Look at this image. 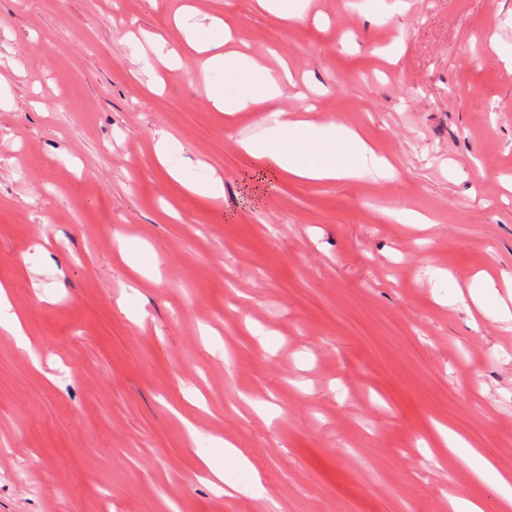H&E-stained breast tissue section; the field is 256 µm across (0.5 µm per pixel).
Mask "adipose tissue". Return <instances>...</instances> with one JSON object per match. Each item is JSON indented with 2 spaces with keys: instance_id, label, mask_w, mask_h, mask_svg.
I'll return each instance as SVG.
<instances>
[{
  "instance_id": "1",
  "label": "adipose tissue",
  "mask_w": 512,
  "mask_h": 512,
  "mask_svg": "<svg viewBox=\"0 0 512 512\" xmlns=\"http://www.w3.org/2000/svg\"><path fill=\"white\" fill-rule=\"evenodd\" d=\"M224 27L220 20L197 19L185 25V38L198 50L208 52L206 69L221 75L209 93L215 110L263 113V131L242 143L249 154L272 161L292 177L311 182L391 176L390 164L377 156L356 131L333 122L297 120L288 111L276 108V101L292 81L290 72L272 76L256 59L226 49ZM442 436L449 451L466 463L478 480L493 482L503 506L512 505V475L498 471L455 433L446 430Z\"/></svg>"
}]
</instances>
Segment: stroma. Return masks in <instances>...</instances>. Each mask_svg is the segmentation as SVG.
<instances>
[{
    "instance_id": "obj_1",
    "label": "stroma",
    "mask_w": 512,
    "mask_h": 512,
    "mask_svg": "<svg viewBox=\"0 0 512 512\" xmlns=\"http://www.w3.org/2000/svg\"><path fill=\"white\" fill-rule=\"evenodd\" d=\"M369 7L0 0V283L32 341L0 334V512H499L437 428L512 471V320L456 300L512 280V0ZM186 14L288 65L278 108L358 130L392 178L246 153L263 115L212 108ZM163 136L223 198L168 175ZM220 438L251 467L213 485ZM282 18L303 19L308 0H259ZM169 173L172 178L181 182L190 194L202 195L211 199H220L224 196V181L215 172L209 173L201 182L185 180L181 172L174 167L169 169Z\"/></svg>"
}]
</instances>
